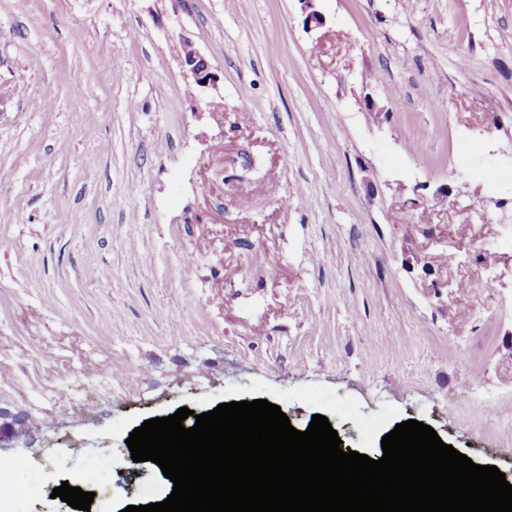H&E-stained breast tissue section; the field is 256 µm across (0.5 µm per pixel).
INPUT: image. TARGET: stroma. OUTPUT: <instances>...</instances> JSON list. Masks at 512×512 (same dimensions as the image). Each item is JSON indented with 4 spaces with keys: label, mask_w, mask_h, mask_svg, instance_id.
I'll use <instances>...</instances> for the list:
<instances>
[{
    "label": "stroma",
    "mask_w": 512,
    "mask_h": 512,
    "mask_svg": "<svg viewBox=\"0 0 512 512\" xmlns=\"http://www.w3.org/2000/svg\"><path fill=\"white\" fill-rule=\"evenodd\" d=\"M318 8L0 0V512H70L100 456L90 512L161 501L131 432L256 399L373 459L414 419L512 483V251L460 289L512 234V0ZM183 64L192 73L197 88H205L214 83L215 76L210 63L188 43L184 47ZM129 377L130 374L127 369L116 366L113 369L111 368L106 371L104 376L98 381L90 380L89 385L96 394L98 393L99 388L109 390L112 394L119 393L129 388L127 381Z\"/></svg>",
    "instance_id": "1"
}]
</instances>
